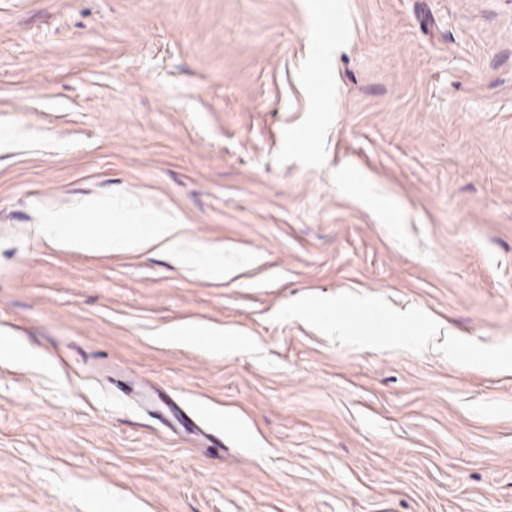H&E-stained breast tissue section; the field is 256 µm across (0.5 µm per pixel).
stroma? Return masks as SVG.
Masks as SVG:
<instances>
[{"mask_svg":"<svg viewBox=\"0 0 512 512\" xmlns=\"http://www.w3.org/2000/svg\"><path fill=\"white\" fill-rule=\"evenodd\" d=\"M1 330L0 512H512V0H0ZM113 216L114 204H112V202L90 204L77 211L50 218L49 221L43 225L42 234L46 240L52 241L59 236L64 226L75 228V225H82V222L88 218L91 220V223L100 221L106 222V224H112ZM115 210L121 221L118 224H126L125 231L101 234L82 229L70 236L68 243L85 251L157 248L169 253L175 260L182 255L187 262L211 276L221 278L231 274L225 271L223 260L213 259L212 250L208 247H196L191 251L184 249L181 223L143 214L131 204H118ZM348 304L359 311L374 330L390 328L393 331L400 324L392 314L374 303H355L350 300Z\"/></svg>","mask_w":512,"mask_h":512,"instance_id":"35a3bbf8","label":"stroma"}]
</instances>
